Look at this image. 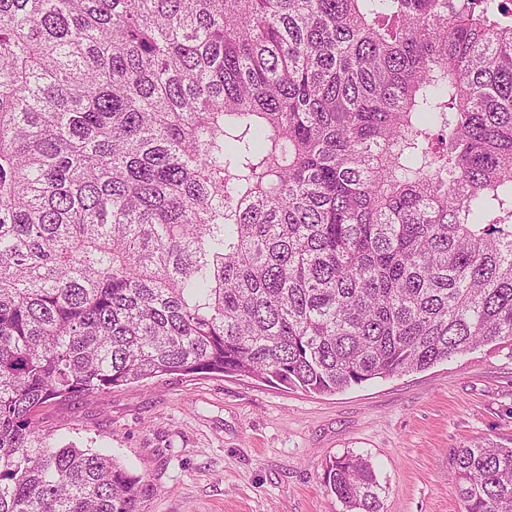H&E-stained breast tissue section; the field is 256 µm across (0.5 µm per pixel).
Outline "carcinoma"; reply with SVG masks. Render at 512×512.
Masks as SVG:
<instances>
[{
	"label": "carcinoma",
	"mask_w": 512,
	"mask_h": 512,
	"mask_svg": "<svg viewBox=\"0 0 512 512\" xmlns=\"http://www.w3.org/2000/svg\"><path fill=\"white\" fill-rule=\"evenodd\" d=\"M512 346V0H0V512H140L35 412L332 394ZM512 512V447L451 457ZM324 483L381 512L370 461Z\"/></svg>",
	"instance_id": "cac0c4a2"
}]
</instances>
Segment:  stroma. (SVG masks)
Listing matches in <instances>:
<instances>
[{"instance_id": "stroma-1", "label": "stroma", "mask_w": 512, "mask_h": 512, "mask_svg": "<svg viewBox=\"0 0 512 512\" xmlns=\"http://www.w3.org/2000/svg\"><path fill=\"white\" fill-rule=\"evenodd\" d=\"M59 445L112 455L142 512H345L329 460L368 458L382 512H461L454 448L512 438V350L488 346L335 394L168 374L37 413Z\"/></svg>"}]
</instances>
